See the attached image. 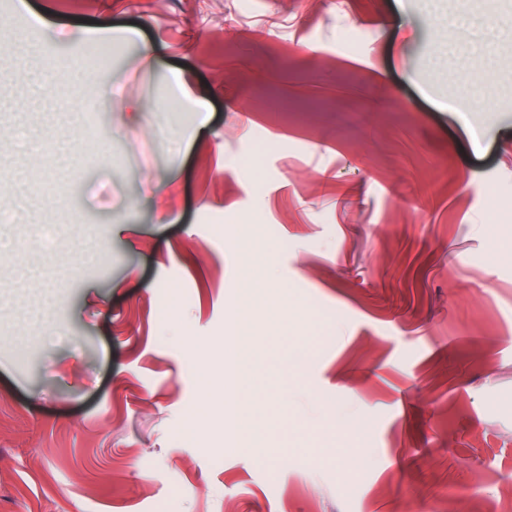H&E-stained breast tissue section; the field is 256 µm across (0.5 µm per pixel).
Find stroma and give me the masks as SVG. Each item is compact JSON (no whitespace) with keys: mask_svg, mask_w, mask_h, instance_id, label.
I'll return each mask as SVG.
<instances>
[{"mask_svg":"<svg viewBox=\"0 0 512 512\" xmlns=\"http://www.w3.org/2000/svg\"><path fill=\"white\" fill-rule=\"evenodd\" d=\"M414 2L7 0L0 512L512 484V5ZM69 50L112 55L85 106ZM241 321L268 435L228 451L202 381Z\"/></svg>","mask_w":512,"mask_h":512,"instance_id":"1","label":"stroma"}]
</instances>
